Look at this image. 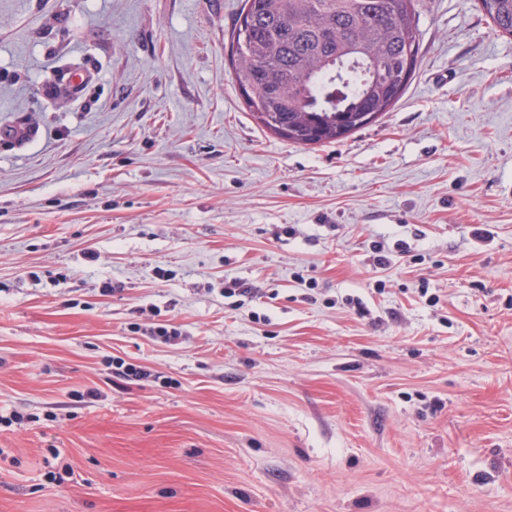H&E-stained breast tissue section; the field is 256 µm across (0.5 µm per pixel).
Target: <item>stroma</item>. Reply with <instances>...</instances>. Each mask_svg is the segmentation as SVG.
Returning <instances> with one entry per match:
<instances>
[{"mask_svg":"<svg viewBox=\"0 0 512 512\" xmlns=\"http://www.w3.org/2000/svg\"><path fill=\"white\" fill-rule=\"evenodd\" d=\"M241 8L0 0V512H512V37L420 0L399 103L299 146Z\"/></svg>","mask_w":512,"mask_h":512,"instance_id":"obj_1","label":"stroma"}]
</instances>
